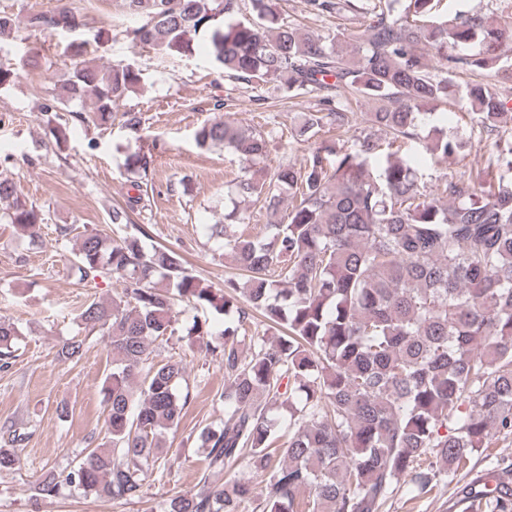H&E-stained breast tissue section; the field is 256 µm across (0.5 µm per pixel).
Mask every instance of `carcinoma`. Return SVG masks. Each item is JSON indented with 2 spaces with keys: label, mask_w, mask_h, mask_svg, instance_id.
<instances>
[{
  "label": "carcinoma",
  "mask_w": 512,
  "mask_h": 512,
  "mask_svg": "<svg viewBox=\"0 0 512 512\" xmlns=\"http://www.w3.org/2000/svg\"><path fill=\"white\" fill-rule=\"evenodd\" d=\"M241 0H125L141 19L123 31L133 45L188 54L206 34L218 69L229 78L280 82L283 96L315 93L319 110L301 115L294 139L350 130L343 88L376 104L370 127L392 141L425 139L438 162L457 158L468 142L446 127L422 135L421 115L463 93L472 124L499 135L512 121V13L474 10L448 16L440 0H366L363 29L318 35L280 18L275 0H248L252 17L235 19ZM315 16L344 17L353 0H305ZM86 24L68 8L27 16L0 12V41L21 28L53 34L68 20ZM88 41H74L78 61L62 100L91 102L74 121L99 125L120 119L136 131L141 112H113L143 81L133 64L98 66L85 58ZM435 51L431 64L420 47ZM463 72L476 80L461 86ZM201 148L236 153L245 175L224 223L210 226L238 275L217 293L166 247L147 246L150 230L109 237L78 235L71 266L81 281L114 275L121 291L95 300L79 321L107 332L112 371L102 382L104 441L76 465L42 473L34 488L54 497L64 489L120 503H141L145 480L164 452L161 438L178 428L190 392L180 390V360L157 362L153 344L175 332L179 305L233 316L218 330L193 315L188 343L210 352L224 371V425L199 435L208 467L223 471L247 458L265 485L235 477L203 482L177 494L165 512H383L393 493L431 492L442 477L468 468L495 437L512 435V181L487 173L478 184L451 175L434 194L411 162L377 154L372 135L336 156L323 140L303 164L259 167L268 133L239 128L230 115L196 132ZM151 160L126 158L131 186L147 176ZM0 220L34 240L43 211L18 195L0 171ZM261 204L265 232L247 233L239 202ZM22 335L0 318V365ZM83 342L68 340L61 362L81 358ZM283 460L272 465V451ZM457 494L479 512H512V462Z\"/></svg>",
  "instance_id": "carcinoma-1"
}]
</instances>
